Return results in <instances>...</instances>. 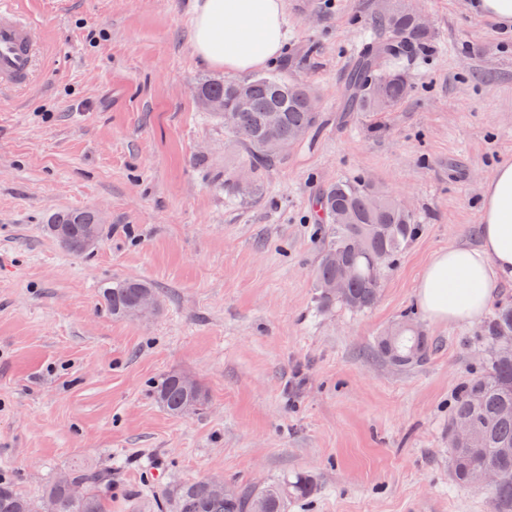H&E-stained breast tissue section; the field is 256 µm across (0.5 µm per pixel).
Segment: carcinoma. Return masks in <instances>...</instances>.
I'll use <instances>...</instances> for the list:
<instances>
[{"label": "carcinoma", "instance_id": "obj_1", "mask_svg": "<svg viewBox=\"0 0 512 512\" xmlns=\"http://www.w3.org/2000/svg\"><path fill=\"white\" fill-rule=\"evenodd\" d=\"M407 0H391L376 26L392 35L376 42L348 75L346 109L350 112H391L404 100L408 77L392 60L406 46H423L427 28L411 18ZM308 87L277 73L256 74L246 80L213 78L198 96L201 108L224 120L228 130L247 150L248 169L276 161L285 145L292 146L320 126L319 112L309 103ZM317 224L323 233L316 271V300L322 311L344 307L355 312L371 309L378 301L384 275L400 252L419 233L409 210L366 179L340 180L322 190L315 202ZM90 228L101 236L94 211L68 210L48 219L47 231L66 250ZM341 257L351 268L342 293L330 290L336 282ZM101 296L115 317H133L143 299L149 313L160 306L159 294L149 283L122 280L104 288ZM489 353L479 374L456 389L448 426L471 422L469 438L450 449L453 479L472 484L481 470H494L498 482L489 489L490 512H512V349L502 337L512 336V304L497 306L481 326ZM432 342L410 319L388 327L374 343L375 356L393 366L408 368L423 362ZM156 402L171 416L194 414L206 405L202 384L180 372H170L152 386ZM315 485L298 476L283 485L270 484L230 493L216 490L214 479L166 484L156 499L158 512H286L288 499L313 495ZM112 471L72 466L46 486L42 497L31 500L14 485L0 479V512H108Z\"/></svg>", "mask_w": 512, "mask_h": 512}]
</instances>
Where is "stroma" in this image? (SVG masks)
Segmentation results:
<instances>
[{
    "label": "stroma",
    "instance_id": "1",
    "mask_svg": "<svg viewBox=\"0 0 512 512\" xmlns=\"http://www.w3.org/2000/svg\"><path fill=\"white\" fill-rule=\"evenodd\" d=\"M284 2L274 70L309 86L321 125L245 199L229 189L244 148L197 106L226 72L194 53V0H17L39 49L29 85L0 88V476L21 494L83 464L111 470L112 512H157L172 481L300 474L317 490L288 512H489L486 489L455 484L448 446L481 323L432 320L415 288L434 252L475 243L482 189L512 160V42L472 0H412L431 40L396 60L410 95L349 112L377 0ZM358 178L422 230L371 310L322 312L313 205ZM86 208L96 246L46 235L51 214ZM127 279L157 289L155 315L113 318L100 292ZM407 314L436 349L403 369L373 345ZM172 371L205 387V409L157 405Z\"/></svg>",
    "mask_w": 512,
    "mask_h": 512
}]
</instances>
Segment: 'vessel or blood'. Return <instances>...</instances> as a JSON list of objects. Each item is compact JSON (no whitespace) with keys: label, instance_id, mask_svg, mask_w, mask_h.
I'll use <instances>...</instances> for the list:
<instances>
[{"label":"vessel or blood","instance_id":"b4317fda","mask_svg":"<svg viewBox=\"0 0 512 512\" xmlns=\"http://www.w3.org/2000/svg\"><path fill=\"white\" fill-rule=\"evenodd\" d=\"M32 23L15 8L14 0H0V85L25 84L32 72L35 44Z\"/></svg>","mask_w":512,"mask_h":512}]
</instances>
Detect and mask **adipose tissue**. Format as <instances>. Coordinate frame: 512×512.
<instances>
[{
	"label": "adipose tissue",
	"instance_id": "adipose-tissue-1",
	"mask_svg": "<svg viewBox=\"0 0 512 512\" xmlns=\"http://www.w3.org/2000/svg\"><path fill=\"white\" fill-rule=\"evenodd\" d=\"M284 0H197L193 49L202 63L248 72L275 62L286 42ZM479 244L435 253L417 287V299L433 320L477 319L506 282L512 281V162H502L486 183Z\"/></svg>",
	"mask_w": 512,
	"mask_h": 512
}]
</instances>
